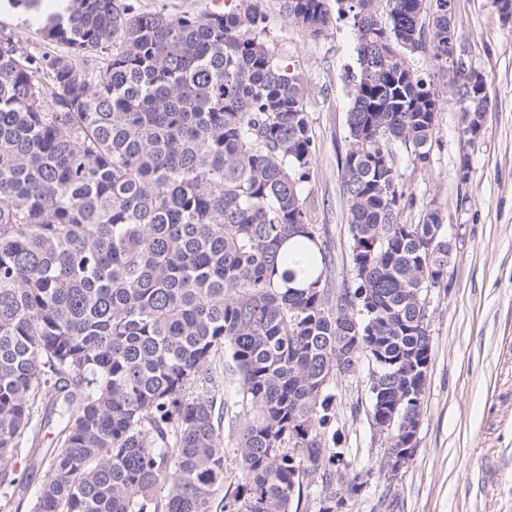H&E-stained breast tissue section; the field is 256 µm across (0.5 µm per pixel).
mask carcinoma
<instances>
[{
    "label": "carcinoma",
    "mask_w": 512,
    "mask_h": 512,
    "mask_svg": "<svg viewBox=\"0 0 512 512\" xmlns=\"http://www.w3.org/2000/svg\"><path fill=\"white\" fill-rule=\"evenodd\" d=\"M386 2L385 12L379 3ZM11 0L43 48L0 27V479L32 421L59 426L29 512H212L224 433L212 363L241 378L240 483L223 512H292L305 473L318 512L364 486L327 445L326 377L370 347L373 417L420 424L402 400L432 342L411 293L444 281L448 237L406 195L392 147L428 164L437 89L414 64L448 53V0H336L358 70L340 161L350 276L333 290L327 241L304 194L316 148L307 89L263 36L261 0L222 14L144 11L136 0ZM316 39L326 0H283ZM468 117L489 94L455 88ZM307 240L315 276L284 288L283 246ZM359 337L360 350L352 340Z\"/></svg>",
    "instance_id": "cac0c4a2"
}]
</instances>
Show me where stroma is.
I'll return each mask as SVG.
<instances>
[{"label":"stroma","instance_id":"1","mask_svg":"<svg viewBox=\"0 0 512 512\" xmlns=\"http://www.w3.org/2000/svg\"><path fill=\"white\" fill-rule=\"evenodd\" d=\"M283 0H264L263 27L281 60L307 87L309 129L316 145L306 185L313 223L331 249V288L348 278L350 235L338 165L348 148L349 75L355 70L350 18H333L309 38L285 16ZM457 45L470 68L487 78L491 104L475 148L460 142V106L452 75L431 53L416 57L442 101L437 142L427 166H414L405 148L395 162L417 223L436 205L456 244L448 275L427 296L432 356L417 435V450L391 489L393 512H512V22L494 0H455ZM470 177L460 181L461 164ZM370 365L334 378L335 418L325 432L347 473L366 476L343 512H379L386 438L368 412Z\"/></svg>","mask_w":512,"mask_h":512}]
</instances>
